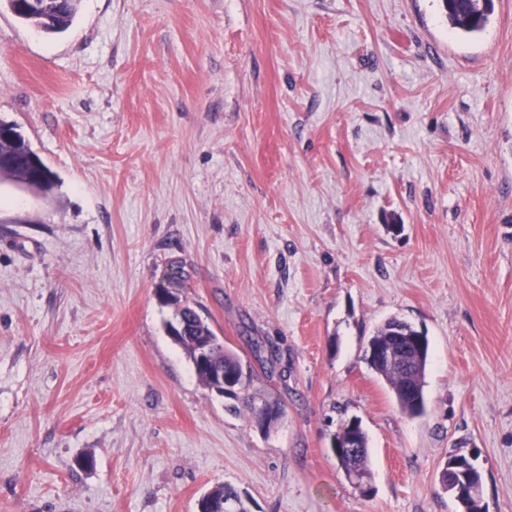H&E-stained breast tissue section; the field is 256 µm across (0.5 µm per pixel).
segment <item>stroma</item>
<instances>
[{
  "instance_id": "obj_1",
  "label": "stroma",
  "mask_w": 512,
  "mask_h": 512,
  "mask_svg": "<svg viewBox=\"0 0 512 512\" xmlns=\"http://www.w3.org/2000/svg\"><path fill=\"white\" fill-rule=\"evenodd\" d=\"M0 119L57 176L0 182V512H459L449 453L512 512V0L475 38L438 0H81L48 36L0 4ZM399 224L392 232L390 224ZM183 295L286 414L199 382ZM430 342L424 414L365 359ZM359 419L367 491L331 442ZM419 333L411 324L397 318L388 319L379 326L373 336L367 342L365 356L368 365L374 370L386 383L396 400L397 405L402 412L409 416H416L424 411V377L429 358V341L422 352L416 353L410 343L406 347L411 355L420 363L421 371L418 378L413 379L412 374H402L398 370H387V368L378 362L375 351L381 345L387 343L395 344L397 336H408L412 338ZM203 497H209L212 499H218L220 501L212 500L209 502V511L208 512H231L233 509V505L230 501L224 502L227 500H233L235 502L236 511L234 512H248L238 493L230 486L225 484H215L209 490L208 494ZM224 499V500H222Z\"/></svg>"
}]
</instances>
